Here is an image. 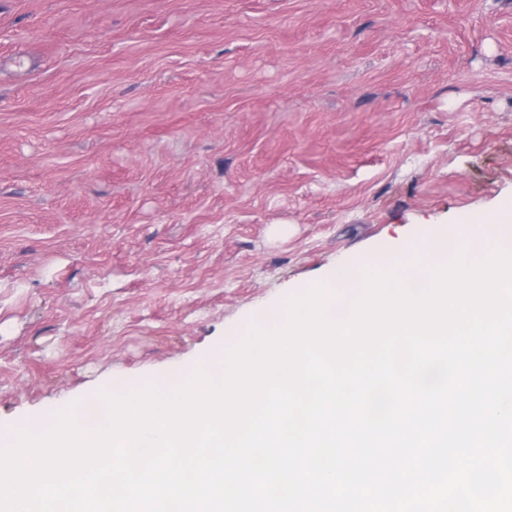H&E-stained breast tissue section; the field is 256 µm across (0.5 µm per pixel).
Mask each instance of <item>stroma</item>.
Here are the masks:
<instances>
[{"mask_svg":"<svg viewBox=\"0 0 512 512\" xmlns=\"http://www.w3.org/2000/svg\"><path fill=\"white\" fill-rule=\"evenodd\" d=\"M512 199V0H0V444Z\"/></svg>","mask_w":512,"mask_h":512,"instance_id":"stroma-1","label":"stroma"}]
</instances>
